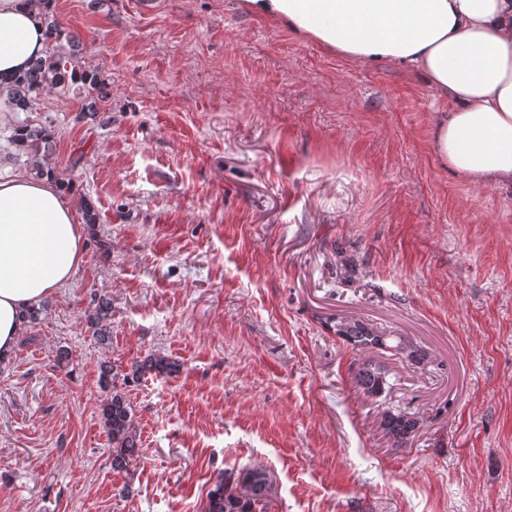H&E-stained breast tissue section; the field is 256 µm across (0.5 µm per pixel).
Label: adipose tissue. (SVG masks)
<instances>
[{
	"mask_svg": "<svg viewBox=\"0 0 512 512\" xmlns=\"http://www.w3.org/2000/svg\"><path fill=\"white\" fill-rule=\"evenodd\" d=\"M258 13L338 56L417 69L447 101L433 117L442 164L474 182L512 188V0H247ZM32 0H0V118L10 87L45 57ZM69 199L50 181L0 177V360L8 361L26 314L65 285L85 252Z\"/></svg>",
	"mask_w": 512,
	"mask_h": 512,
	"instance_id": "ef3b65f1",
	"label": "adipose tissue"
}]
</instances>
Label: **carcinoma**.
<instances>
[{"label":"carcinoma","instance_id":"carcinoma-1","mask_svg":"<svg viewBox=\"0 0 512 512\" xmlns=\"http://www.w3.org/2000/svg\"><path fill=\"white\" fill-rule=\"evenodd\" d=\"M47 42L52 51L47 59L36 60L26 73L12 85V98L16 105L26 110L40 93L68 85L105 87V79L96 70H79L73 65L74 48H65L62 41L68 39L63 27L52 11L44 15ZM53 134L45 127L25 124L18 127L11 142L28 157L31 170L38 178H50L69 189L71 183L62 179L56 168L47 161ZM112 300L99 297L92 310L85 315L87 328L99 344L110 340ZM336 337L354 351L369 353L390 352L392 355L419 366L426 354L406 339L390 336L387 331L362 320L348 319L336 322ZM180 365L159 353H151L131 366L126 373L120 366L103 362L99 366V385L106 392L99 409L100 421L112 442V469L128 471L143 457L142 440L136 423V409L124 391V386L147 374L171 375ZM355 383L368 397L384 394L387 385L383 368L365 359L357 366ZM380 427L385 436L400 447L413 440L424 425L423 419L397 405L383 408L379 412ZM273 480L270 470L263 464H253L240 471L226 470L220 474L207 494L203 512H268Z\"/></svg>","mask_w":512,"mask_h":512}]
</instances>
